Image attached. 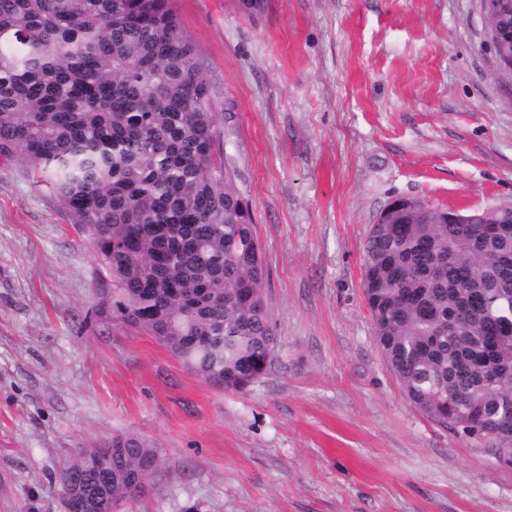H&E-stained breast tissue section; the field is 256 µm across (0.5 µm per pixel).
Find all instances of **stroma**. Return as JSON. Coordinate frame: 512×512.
<instances>
[{
	"instance_id": "35a3bbf8",
	"label": "stroma",
	"mask_w": 512,
	"mask_h": 512,
	"mask_svg": "<svg viewBox=\"0 0 512 512\" xmlns=\"http://www.w3.org/2000/svg\"><path fill=\"white\" fill-rule=\"evenodd\" d=\"M248 197L275 325L240 393L96 323L87 235L0 160V512H64L77 448L136 434L165 461L120 512H512V467L414 407L362 288L404 197L512 205V82L478 0H175Z\"/></svg>"
}]
</instances>
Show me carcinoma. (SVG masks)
I'll return each mask as SVG.
<instances>
[{
    "mask_svg": "<svg viewBox=\"0 0 512 512\" xmlns=\"http://www.w3.org/2000/svg\"><path fill=\"white\" fill-rule=\"evenodd\" d=\"M0 156L27 162L90 234L107 284L97 320L147 333L226 391L265 374L276 336L256 225L171 0H0ZM452 214L418 200L371 225L364 297L410 402L512 454V210ZM145 461L163 468L143 438L116 434L79 449L50 490L133 501Z\"/></svg>",
    "mask_w": 512,
    "mask_h": 512,
    "instance_id": "1",
    "label": "carcinoma"
}]
</instances>
